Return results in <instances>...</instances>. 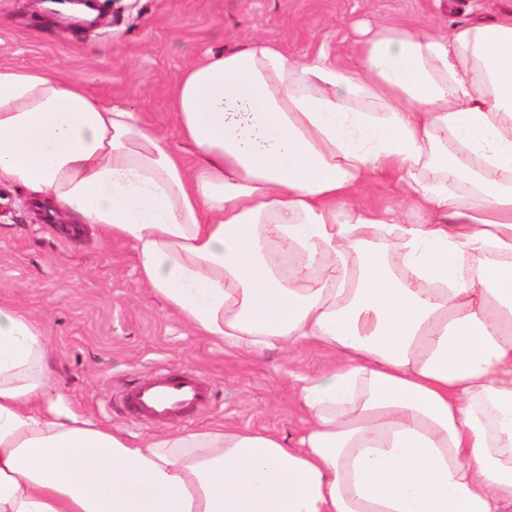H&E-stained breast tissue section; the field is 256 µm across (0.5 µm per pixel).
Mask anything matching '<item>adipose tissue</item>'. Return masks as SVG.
Masks as SVG:
<instances>
[{
  "label": "adipose tissue",
  "instance_id": "adipose-tissue-1",
  "mask_svg": "<svg viewBox=\"0 0 512 512\" xmlns=\"http://www.w3.org/2000/svg\"><path fill=\"white\" fill-rule=\"evenodd\" d=\"M350 53L207 54L171 135L0 66V184L129 241L199 335L343 353L298 376L296 444L135 443L51 394L37 322L0 304V512H512V0ZM386 181L397 207H369Z\"/></svg>",
  "mask_w": 512,
  "mask_h": 512
}]
</instances>
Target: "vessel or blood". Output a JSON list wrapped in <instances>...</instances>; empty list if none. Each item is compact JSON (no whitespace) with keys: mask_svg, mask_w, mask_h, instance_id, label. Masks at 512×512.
I'll use <instances>...</instances> for the list:
<instances>
[{"mask_svg":"<svg viewBox=\"0 0 512 512\" xmlns=\"http://www.w3.org/2000/svg\"><path fill=\"white\" fill-rule=\"evenodd\" d=\"M212 399L207 381L193 373H159L130 386L123 406L137 419L168 423L208 407Z\"/></svg>","mask_w":512,"mask_h":512,"instance_id":"vessel-or-blood-1","label":"vessel or blood"}]
</instances>
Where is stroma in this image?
Masks as SVG:
<instances>
[{"label": "stroma", "instance_id": "obj_1", "mask_svg": "<svg viewBox=\"0 0 512 512\" xmlns=\"http://www.w3.org/2000/svg\"><path fill=\"white\" fill-rule=\"evenodd\" d=\"M498 0H98L97 25L60 21L42 0H0V66L82 79L109 103L173 130L171 99L184 69L250 38L314 55L347 51L354 23L447 30L494 15ZM0 304L35 319L48 340L50 390L94 423L138 441L235 426L295 440L305 414L294 375L320 371L333 351L310 344L248 355L195 334L143 283L132 245L102 238L54 203L0 185ZM192 371L215 389L210 410L154 424L127 417L120 397L157 369Z\"/></svg>", "mask_w": 512, "mask_h": 512}]
</instances>
